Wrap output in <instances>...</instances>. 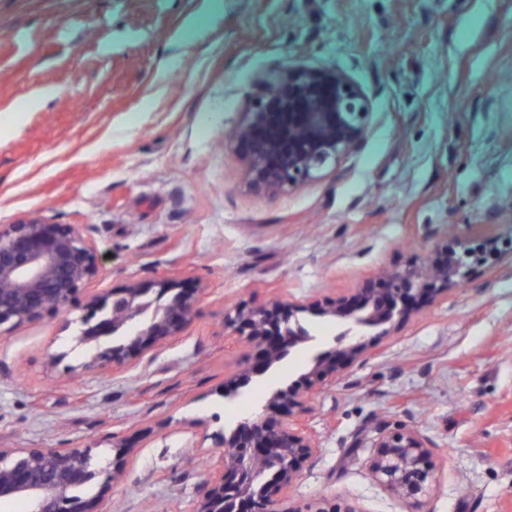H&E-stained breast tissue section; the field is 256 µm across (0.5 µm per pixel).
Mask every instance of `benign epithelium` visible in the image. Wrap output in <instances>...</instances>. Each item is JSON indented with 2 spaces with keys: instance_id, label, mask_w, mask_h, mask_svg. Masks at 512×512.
Returning a JSON list of instances; mask_svg holds the SVG:
<instances>
[{
  "instance_id": "1",
  "label": "benign epithelium",
  "mask_w": 512,
  "mask_h": 512,
  "mask_svg": "<svg viewBox=\"0 0 512 512\" xmlns=\"http://www.w3.org/2000/svg\"><path fill=\"white\" fill-rule=\"evenodd\" d=\"M265 91L233 134L245 184L278 197L333 170L365 139L371 103L343 72L286 65L263 78ZM497 254L495 243L455 240L433 259L384 273L351 298L326 303L324 313L351 319L337 346L316 353L295 383L269 392L259 408L241 416L229 433L214 435L221 455L219 480L205 484L193 512H278L275 505L295 483L301 465L317 446L300 423L312 389L353 361L367 344L361 326L391 325L406 315L412 296L436 298L465 278L472 267ZM100 268L96 248L79 226L47 224L32 217L0 225V335L45 312L69 310L78 288ZM194 295L178 284L131 282L93 296L80 317V340L93 347L84 369L122 365L183 333L195 315ZM303 306L273 299L241 306L226 318L239 335L259 347L258 365L237 371L224 388L231 397L253 377L311 340L297 314ZM371 462L376 480L401 498L416 502L429 490L433 473L426 441L413 430L383 432L374 439ZM127 448L115 461L95 467L90 449L0 448V504L21 502L26 512H96L98 501L124 475ZM95 483L92 497L79 488Z\"/></svg>"
}]
</instances>
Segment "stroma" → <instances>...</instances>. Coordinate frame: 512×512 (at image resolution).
<instances>
[{"label": "stroma", "mask_w": 512, "mask_h": 512, "mask_svg": "<svg viewBox=\"0 0 512 512\" xmlns=\"http://www.w3.org/2000/svg\"><path fill=\"white\" fill-rule=\"evenodd\" d=\"M341 69L369 98L362 145L277 198L252 191L227 134L284 65ZM78 225L101 256L69 313L0 335V448H129L103 512H191L212 433L253 411L258 351L240 304L303 305L311 336L268 375L285 385L346 330L324 300L448 238L512 241V0H0V225ZM178 281L181 336L86 371L93 294ZM312 390L314 456L278 504L317 512H512V255L424 298ZM418 431L434 479L419 504L370 472L380 432Z\"/></svg>", "instance_id": "35a3bbf8"}]
</instances>
